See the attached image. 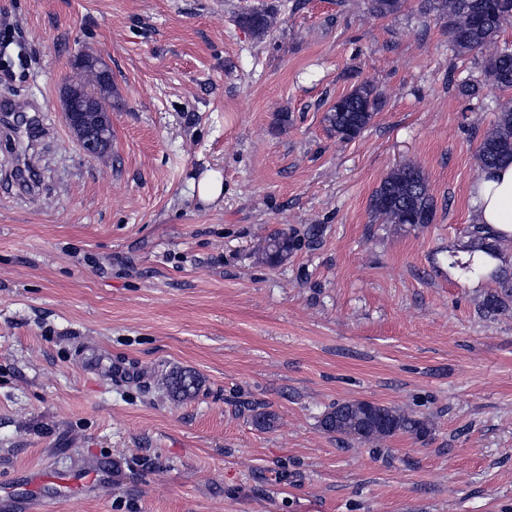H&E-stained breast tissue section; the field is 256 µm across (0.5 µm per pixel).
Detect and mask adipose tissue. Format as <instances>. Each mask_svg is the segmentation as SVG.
<instances>
[{
    "instance_id": "obj_1",
    "label": "adipose tissue",
    "mask_w": 512,
    "mask_h": 512,
    "mask_svg": "<svg viewBox=\"0 0 512 512\" xmlns=\"http://www.w3.org/2000/svg\"><path fill=\"white\" fill-rule=\"evenodd\" d=\"M468 195L475 223L512 237V161L482 172Z\"/></svg>"
}]
</instances>
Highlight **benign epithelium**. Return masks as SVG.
<instances>
[{
    "instance_id": "7a95c632",
    "label": "benign epithelium",
    "mask_w": 512,
    "mask_h": 512,
    "mask_svg": "<svg viewBox=\"0 0 512 512\" xmlns=\"http://www.w3.org/2000/svg\"><path fill=\"white\" fill-rule=\"evenodd\" d=\"M66 120L81 147L96 155L112 143V117L103 111V97L97 90H71L63 93Z\"/></svg>"
}]
</instances>
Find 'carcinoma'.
Wrapping results in <instances>:
<instances>
[{
    "label": "carcinoma",
    "mask_w": 512,
    "mask_h": 512,
    "mask_svg": "<svg viewBox=\"0 0 512 512\" xmlns=\"http://www.w3.org/2000/svg\"><path fill=\"white\" fill-rule=\"evenodd\" d=\"M403 6L404 0H369L370 12L383 18L399 13ZM421 8L444 20L453 51L482 55L484 72L493 88L512 89V47L499 44L504 24L512 19V0H422ZM274 23V14L266 9H253L239 17V24L258 38L268 36ZM381 106L374 84L361 82L328 108L325 115L328 130L342 141H351L371 124ZM478 156L483 170L512 160V106L499 109L492 126L483 135ZM434 211L426 177L419 166L410 163L390 170L370 199V213L377 224H429ZM469 234L470 244L464 248L468 257L462 259L455 253L449 254V267L462 279L491 281L495 289L486 294L481 312L494 317L507 315L512 311V273L501 265L489 269L474 258L477 252L501 257L500 239L486 224L472 225ZM269 240L270 247L263 251V256L271 266L288 259L296 247L295 236L286 232L274 234ZM198 385L197 375L190 370L176 372L170 381L172 396L176 398L190 395ZM320 427L329 434L360 442L380 441L401 432L420 437L429 433L424 421L368 401L331 405L322 414Z\"/></svg>",
    "instance_id": "cac0c4a2"
}]
</instances>
